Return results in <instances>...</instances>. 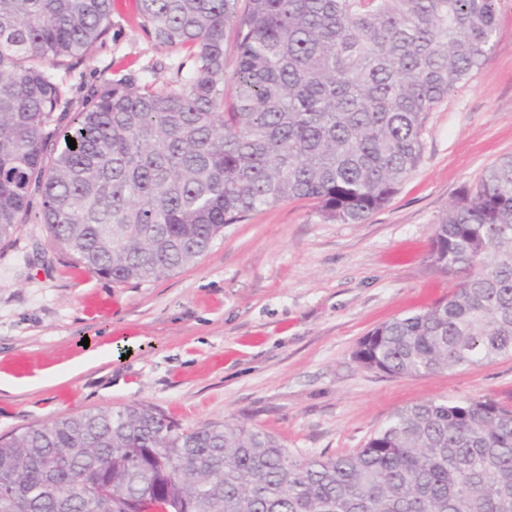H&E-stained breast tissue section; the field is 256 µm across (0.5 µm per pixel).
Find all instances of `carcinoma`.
I'll return each mask as SVG.
<instances>
[{"label":"carcinoma","mask_w":512,"mask_h":512,"mask_svg":"<svg viewBox=\"0 0 512 512\" xmlns=\"http://www.w3.org/2000/svg\"><path fill=\"white\" fill-rule=\"evenodd\" d=\"M239 2L138 0L149 38L191 49L188 75L107 83L60 133L54 71L103 42L112 0H0V243L35 221L69 263L146 282L286 198L360 224L417 167L429 113L497 29L496 0ZM430 258L455 291L371 331L363 367L415 376L512 355V156L461 190ZM0 512H512V410L430 400L351 453L294 456L241 423L99 409L0 439Z\"/></svg>","instance_id":"obj_1"}]
</instances>
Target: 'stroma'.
Here are the masks:
<instances>
[{
  "label": "stroma",
  "mask_w": 512,
  "mask_h": 512,
  "mask_svg": "<svg viewBox=\"0 0 512 512\" xmlns=\"http://www.w3.org/2000/svg\"><path fill=\"white\" fill-rule=\"evenodd\" d=\"M496 11L488 61L430 112L419 165L363 223L287 198L227 227L196 263L124 284L70 266L44 225H20L0 243V437L148 404L185 428L229 420L292 454L329 456L420 402L512 407L510 355L401 378L354 358L379 325L447 299L455 280L431 263L434 226L463 186L512 155V0ZM190 63L188 49L144 34L136 0H114L104 44L57 73L64 122L103 82L160 83ZM105 344L111 361L78 371L86 346Z\"/></svg>",
  "instance_id": "obj_1"
}]
</instances>
